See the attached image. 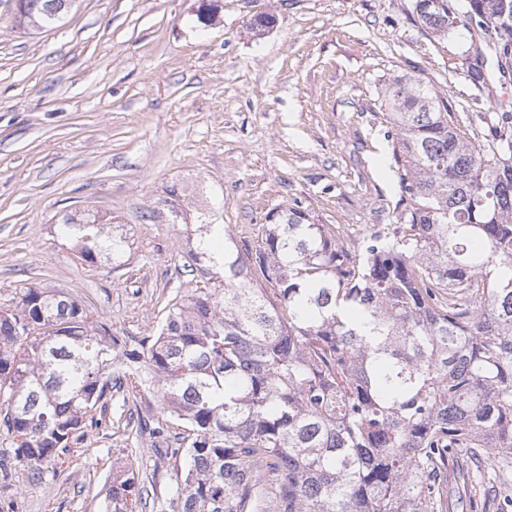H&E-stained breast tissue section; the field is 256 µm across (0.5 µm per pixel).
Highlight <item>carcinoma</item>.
Instances as JSON below:
<instances>
[{"label": "carcinoma", "mask_w": 512, "mask_h": 512, "mask_svg": "<svg viewBox=\"0 0 512 512\" xmlns=\"http://www.w3.org/2000/svg\"><path fill=\"white\" fill-rule=\"evenodd\" d=\"M25 32L54 29L79 0H24ZM440 41L479 33L448 58L486 86L485 62H512V0H415ZM384 99L398 130L405 208L354 260L297 209L264 228L255 254L224 225H185L202 277L175 295L155 336L118 351L112 328L61 290L25 283L0 305V427L34 481L78 463L109 387H146L186 459L172 512H455L448 474L474 497L512 467V110L489 134L463 129L448 101L394 79ZM81 259L120 255L125 238L66 214ZM123 356L139 370L112 377ZM135 471L112 477L105 512H143ZM509 512L512 493L483 498Z\"/></svg>", "instance_id": "carcinoma-1"}]
</instances>
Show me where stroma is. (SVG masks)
Segmentation results:
<instances>
[{
  "mask_svg": "<svg viewBox=\"0 0 512 512\" xmlns=\"http://www.w3.org/2000/svg\"><path fill=\"white\" fill-rule=\"evenodd\" d=\"M198 7L82 0L62 26L30 34L0 0V305L20 283L61 289L135 345L197 280L182 225L158 214L170 186L186 209L215 208L241 248L256 250L268 214L291 209L356 248L398 214L386 84L422 81L477 133L492 100L512 102V81L449 78L471 36L436 41L414 0H219L211 26ZM260 11L277 23L256 37L247 22ZM75 212L110 215L123 255L81 260L57 233ZM123 411L150 420L158 403L144 389L113 394L86 433L90 462L38 483L11 468L0 512H104L113 467L130 463L146 468V512H171L185 460L115 434Z\"/></svg>",
  "mask_w": 512,
  "mask_h": 512,
  "instance_id": "obj_1",
  "label": "stroma"
}]
</instances>
